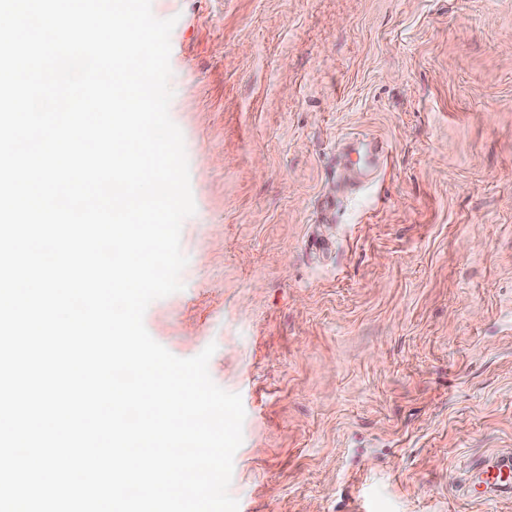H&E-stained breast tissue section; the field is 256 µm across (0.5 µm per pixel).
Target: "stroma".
<instances>
[{
  "mask_svg": "<svg viewBox=\"0 0 512 512\" xmlns=\"http://www.w3.org/2000/svg\"><path fill=\"white\" fill-rule=\"evenodd\" d=\"M152 9L196 212L145 326L216 343L239 512H512L466 490L512 448V0Z\"/></svg>",
  "mask_w": 512,
  "mask_h": 512,
  "instance_id": "obj_1",
  "label": "stroma"
}]
</instances>
